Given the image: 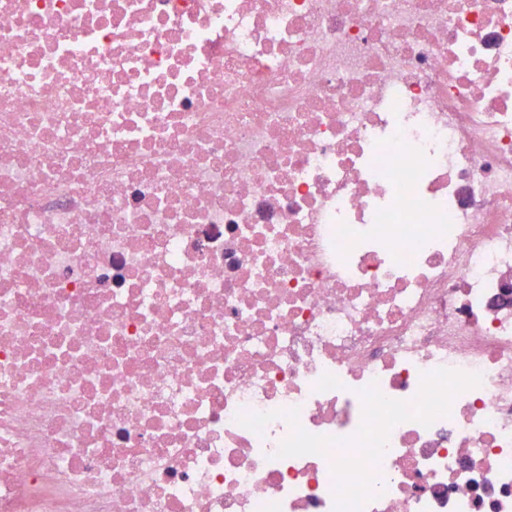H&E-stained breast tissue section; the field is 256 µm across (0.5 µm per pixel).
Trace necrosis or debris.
<instances>
[{"instance_id":"4bbe7bcc","label":"necrosis or debris","mask_w":512,"mask_h":512,"mask_svg":"<svg viewBox=\"0 0 512 512\" xmlns=\"http://www.w3.org/2000/svg\"><path fill=\"white\" fill-rule=\"evenodd\" d=\"M0 512H512V0H0Z\"/></svg>"}]
</instances>
